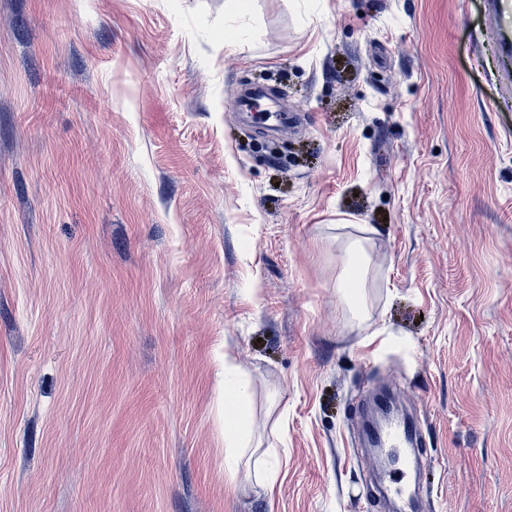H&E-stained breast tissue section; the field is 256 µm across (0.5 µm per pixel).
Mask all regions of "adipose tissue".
<instances>
[{
	"label": "adipose tissue",
	"mask_w": 512,
	"mask_h": 512,
	"mask_svg": "<svg viewBox=\"0 0 512 512\" xmlns=\"http://www.w3.org/2000/svg\"><path fill=\"white\" fill-rule=\"evenodd\" d=\"M224 451L228 475H236L249 452L250 408L244 375L233 361L224 363Z\"/></svg>",
	"instance_id": "adipose-tissue-1"
}]
</instances>
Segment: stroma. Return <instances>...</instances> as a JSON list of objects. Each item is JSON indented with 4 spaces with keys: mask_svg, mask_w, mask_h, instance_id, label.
<instances>
[{
    "mask_svg": "<svg viewBox=\"0 0 512 512\" xmlns=\"http://www.w3.org/2000/svg\"><path fill=\"white\" fill-rule=\"evenodd\" d=\"M0 0V512H512V95L484 0ZM286 93L280 160L234 112ZM368 238L362 317L338 279ZM251 443L224 461V359ZM425 437L361 447L366 387ZM245 376L239 366L228 357L224 359V451L227 474L233 478L238 467L249 452L253 459L256 482L271 488L277 481L278 471L264 456L269 450L254 459L256 450L249 448L251 441L250 408L247 389L243 383Z\"/></svg>",
    "mask_w": 512,
    "mask_h": 512,
    "instance_id": "stroma-1",
    "label": "stroma"
}]
</instances>
